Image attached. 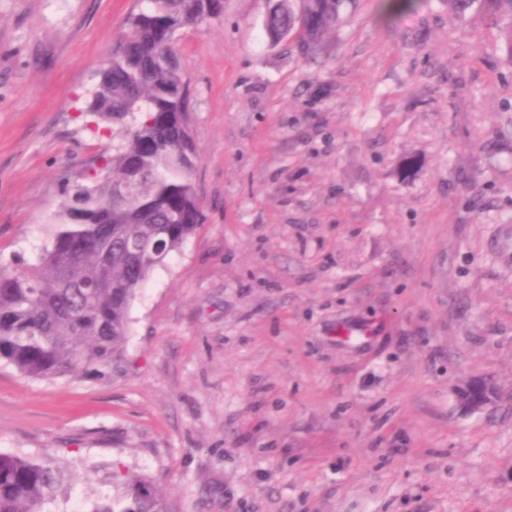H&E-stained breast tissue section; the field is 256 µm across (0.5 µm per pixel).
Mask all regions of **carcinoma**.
I'll list each match as a JSON object with an SVG mask.
<instances>
[{
    "label": "carcinoma",
    "mask_w": 512,
    "mask_h": 512,
    "mask_svg": "<svg viewBox=\"0 0 512 512\" xmlns=\"http://www.w3.org/2000/svg\"><path fill=\"white\" fill-rule=\"evenodd\" d=\"M392 17L418 0H381ZM512 44V0H491ZM131 13L120 45L100 71L88 111L112 133V156L86 184L65 187L57 222L36 264L0 271V362L36 380L112 375L139 288L202 223L194 173L200 150L191 87L177 56V32L194 17L224 14V0H149ZM354 0H276L264 19L269 42L289 37L315 58ZM159 240L152 258L134 241ZM114 496L90 489L78 512H166L152 481L112 462L0 452V512H71L83 468Z\"/></svg>",
    "instance_id": "1"
}]
</instances>
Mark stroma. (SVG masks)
<instances>
[{"mask_svg":"<svg viewBox=\"0 0 512 512\" xmlns=\"http://www.w3.org/2000/svg\"><path fill=\"white\" fill-rule=\"evenodd\" d=\"M378 5L315 60L267 0L179 31L203 222L111 376L0 363L1 451L111 461L168 512H512V49L489 0ZM137 7L0 0V268L111 155L87 106ZM473 376L499 397L465 412Z\"/></svg>","mask_w":512,"mask_h":512,"instance_id":"35a3bbf8","label":"stroma"}]
</instances>
